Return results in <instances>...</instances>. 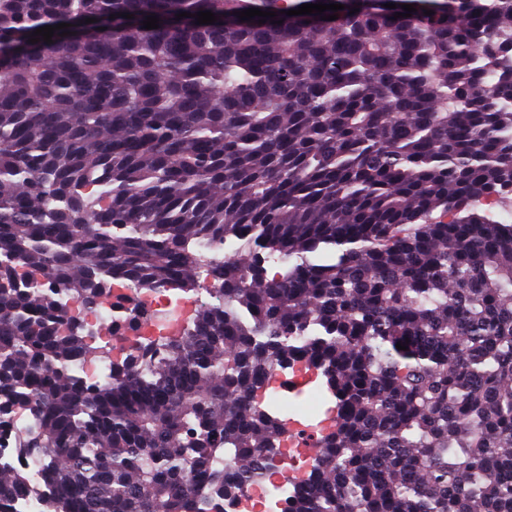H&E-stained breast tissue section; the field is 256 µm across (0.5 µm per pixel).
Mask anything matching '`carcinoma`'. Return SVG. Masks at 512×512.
<instances>
[{
    "instance_id": "obj_1",
    "label": "carcinoma",
    "mask_w": 512,
    "mask_h": 512,
    "mask_svg": "<svg viewBox=\"0 0 512 512\" xmlns=\"http://www.w3.org/2000/svg\"><path fill=\"white\" fill-rule=\"evenodd\" d=\"M322 3L0 0V414L39 417L46 512L235 502L301 362L335 429L285 512H512V0ZM114 280L214 302L92 386L56 291ZM39 491L0 468V512ZM314 373L313 369L301 364L278 372L272 385L276 391L281 393L284 402L288 404L291 403V396L296 398L304 394L306 387L312 382L310 376Z\"/></svg>"
}]
</instances>
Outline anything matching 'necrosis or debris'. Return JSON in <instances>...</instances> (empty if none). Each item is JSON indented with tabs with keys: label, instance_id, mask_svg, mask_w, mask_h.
<instances>
[{
	"label": "necrosis or debris",
	"instance_id": "4bbe7bcc",
	"mask_svg": "<svg viewBox=\"0 0 512 512\" xmlns=\"http://www.w3.org/2000/svg\"><path fill=\"white\" fill-rule=\"evenodd\" d=\"M200 302L197 295L185 296L174 290L133 289L123 284L113 285L102 304L93 309L87 308L80 297L68 296L65 308L69 321L90 329V342L98 350L97 356L77 358L75 370L92 385L110 381L113 357L131 348L125 340L126 331L152 338L177 335L199 310ZM37 430L38 421L28 406L18 405L1 415L0 464L25 468L31 477H38L36 457L22 454L20 450L21 439L34 435ZM282 445L295 457L294 469L278 468L268 479L253 485L231 512H284L288 487L313 466L318 450L303 446L290 433L284 435Z\"/></svg>",
	"mask_w": 512,
	"mask_h": 512
}]
</instances>
